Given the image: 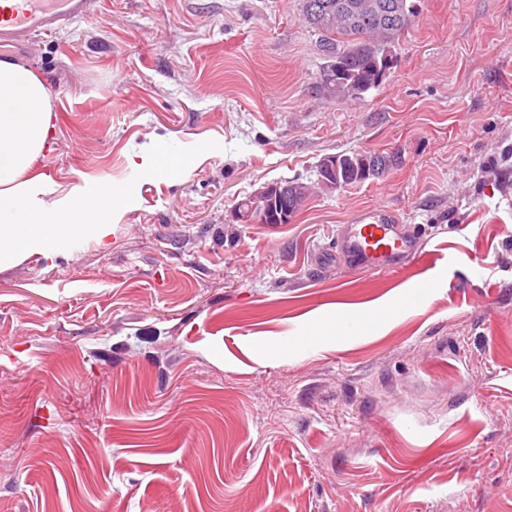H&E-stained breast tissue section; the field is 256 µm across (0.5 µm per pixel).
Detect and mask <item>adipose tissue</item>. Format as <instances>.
I'll return each mask as SVG.
<instances>
[{
    "label": "adipose tissue",
    "mask_w": 512,
    "mask_h": 512,
    "mask_svg": "<svg viewBox=\"0 0 512 512\" xmlns=\"http://www.w3.org/2000/svg\"><path fill=\"white\" fill-rule=\"evenodd\" d=\"M48 89L25 64L0 61V266L38 253L53 256L80 236L104 240L111 231L114 196L71 192L47 206L36 198L30 169L51 145Z\"/></svg>",
    "instance_id": "obj_1"
}]
</instances>
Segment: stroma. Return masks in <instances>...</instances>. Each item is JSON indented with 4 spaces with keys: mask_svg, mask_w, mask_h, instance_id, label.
Masks as SVG:
<instances>
[{
    "mask_svg": "<svg viewBox=\"0 0 512 512\" xmlns=\"http://www.w3.org/2000/svg\"><path fill=\"white\" fill-rule=\"evenodd\" d=\"M417 3L344 101L299 0H98L36 38L43 202L120 197L103 241L0 267V512H512V0ZM361 149L401 160L236 221ZM367 207L422 256L322 264ZM276 183L288 187L286 198L288 199V207H291V212L288 214V217L292 219L300 212L303 202L309 197V195L306 197V187L295 180ZM278 184L271 183L264 186L261 190L249 197L251 201L250 204L243 202L248 199L247 197L240 200L239 210L242 213L248 211L249 205L250 212L255 213V217L252 215L249 219L240 221L252 222V220H254L260 224H280L281 220L288 221V217L284 214V211L282 213L281 209L280 212L279 208L280 201L287 187H281Z\"/></svg>",
    "mask_w": 512,
    "mask_h": 512,
    "instance_id": "1",
    "label": "stroma"
}]
</instances>
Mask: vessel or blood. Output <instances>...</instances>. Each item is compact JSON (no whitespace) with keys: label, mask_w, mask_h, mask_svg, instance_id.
Returning a JSON list of instances; mask_svg holds the SVG:
<instances>
[{"label":"vessel or blood","mask_w":512,"mask_h":512,"mask_svg":"<svg viewBox=\"0 0 512 512\" xmlns=\"http://www.w3.org/2000/svg\"><path fill=\"white\" fill-rule=\"evenodd\" d=\"M96 0H11L0 7V46L30 50L34 39L89 16ZM423 235L390 210L358 211L350 223L339 225L331 249L336 261L364 271L390 270L422 254Z\"/></svg>","instance_id":"b4317fda"}]
</instances>
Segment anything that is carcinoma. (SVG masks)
<instances>
[{"instance_id":"obj_1","label":"carcinoma","mask_w":512,"mask_h":512,"mask_svg":"<svg viewBox=\"0 0 512 512\" xmlns=\"http://www.w3.org/2000/svg\"><path fill=\"white\" fill-rule=\"evenodd\" d=\"M311 0H301L302 20L319 35L318 46L330 63L323 71L320 88L340 99H357L378 85L382 61L390 48L409 28L415 17L414 0H374L378 10L351 11L348 5L363 0H318V12L309 10ZM380 157L383 163L372 177L384 176L399 157L393 153L355 150L339 154L336 186L366 181L361 175L362 161ZM289 218H294L306 200V187L298 181H286Z\"/></svg>"}]
</instances>
